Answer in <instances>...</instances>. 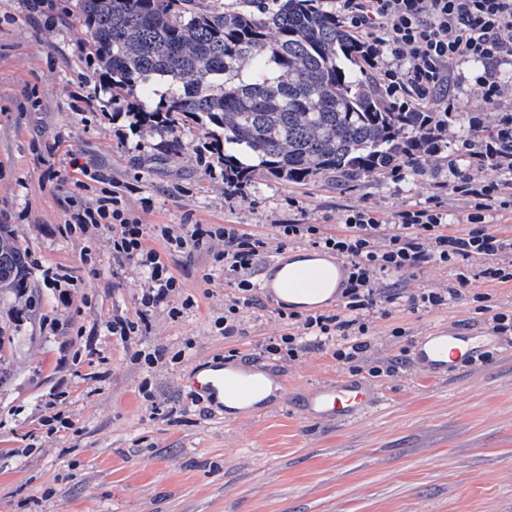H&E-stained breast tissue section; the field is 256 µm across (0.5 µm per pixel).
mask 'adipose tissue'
<instances>
[{
  "mask_svg": "<svg viewBox=\"0 0 512 512\" xmlns=\"http://www.w3.org/2000/svg\"><path fill=\"white\" fill-rule=\"evenodd\" d=\"M341 279L333 262L316 253H300L273 272L271 285L281 290L285 303L309 309L337 293Z\"/></svg>",
  "mask_w": 512,
  "mask_h": 512,
  "instance_id": "obj_1",
  "label": "adipose tissue"
}]
</instances>
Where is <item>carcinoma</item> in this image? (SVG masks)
<instances>
[{"mask_svg": "<svg viewBox=\"0 0 512 512\" xmlns=\"http://www.w3.org/2000/svg\"><path fill=\"white\" fill-rule=\"evenodd\" d=\"M89 32L84 57L112 113H126L156 157L182 155L202 131L229 190L260 177L351 184L406 167L424 177L457 152L431 112H395L365 75L326 0H32ZM30 253L0 223V298L36 304ZM14 337L0 325V384Z\"/></svg>", "mask_w": 512, "mask_h": 512, "instance_id": "obj_1", "label": "carcinoma"}]
</instances>
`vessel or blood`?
<instances>
[{
	"instance_id": "1",
	"label": "vessel or blood",
	"mask_w": 512,
	"mask_h": 512,
	"mask_svg": "<svg viewBox=\"0 0 512 512\" xmlns=\"http://www.w3.org/2000/svg\"><path fill=\"white\" fill-rule=\"evenodd\" d=\"M438 334L432 333L421 337L415 344L412 360L422 373L431 376L452 374L461 367L480 358L488 347V336H469L459 334L455 340L458 344L453 352H446L438 346ZM256 386L249 375L219 377L208 380H195L194 391L199 392L210 401H217L219 396L240 398L250 395ZM379 402L378 395L363 383L341 377L325 383L308 398L303 414L306 418L317 421H338L357 418Z\"/></svg>"
}]
</instances>
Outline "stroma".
I'll list each match as a JSON object with an SVG mask.
<instances>
[{
	"mask_svg": "<svg viewBox=\"0 0 512 512\" xmlns=\"http://www.w3.org/2000/svg\"><path fill=\"white\" fill-rule=\"evenodd\" d=\"M84 26L54 24L28 0H0V222L14 225L35 262L41 302L32 309L0 300V320L17 326L9 375L0 384V512H512V338L454 376L428 378L411 365L417 338L440 329L491 330L473 301L512 309V285L484 282L479 261L459 297L428 312L392 308L370 314L374 358L397 360L394 376L360 381L381 404L346 422L307 420V394L347 366L310 349L296 361L258 347L282 333L280 304L261 295L246 337L224 338V269L204 251L172 253L182 295L195 305L181 320L153 313L136 343L164 345L184 357L148 370L132 364L103 328L134 315L146 275L112 262V239L63 235L80 174L72 160L98 169L146 224H237L269 232L274 224L339 229L354 206L374 205L384 219L438 195L462 208L434 176L395 183L366 179L344 188L323 178L304 185L260 178L231 199L201 161L200 131H185L187 151L156 159L150 141L125 116L101 114L82 50ZM56 179H47V171ZM64 265L74 282L47 286L46 269ZM212 274L204 285L203 274ZM405 335L396 339L393 327ZM103 362L92 361L89 348ZM232 355V367L267 369L286 388L272 406L240 415L196 402L187 378L196 366ZM151 394L142 396L141 383Z\"/></svg>",
	"mask_w": 512,
	"mask_h": 512,
	"instance_id": "obj_1",
	"label": "stroma"
}]
</instances>
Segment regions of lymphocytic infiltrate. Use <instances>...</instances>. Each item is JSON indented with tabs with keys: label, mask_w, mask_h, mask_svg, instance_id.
<instances>
[{
	"label": "lymphocytic infiltrate",
	"mask_w": 512,
	"mask_h": 512,
	"mask_svg": "<svg viewBox=\"0 0 512 512\" xmlns=\"http://www.w3.org/2000/svg\"><path fill=\"white\" fill-rule=\"evenodd\" d=\"M336 18L357 41L365 70L397 112H434L448 126L466 106L458 88L469 82L478 100L473 125L480 132L460 150L464 170L448 175L452 194L465 205L463 228L448 230V210L441 202L417 204L381 221L374 207L349 209L338 233L318 224H277L272 233L248 232L236 224H152L124 208L119 196H104L95 204L72 199L66 226L69 232L91 235L108 229L112 260L121 268L146 272L147 282L135 317L113 316L107 333L130 349L133 361L155 367L168 360L169 350L133 349L134 338L151 314L166 312L179 320L192 298L175 304L178 278L165 262L163 250H205L224 266L231 291L224 298V314L215 325L225 337L244 336L241 323L259 304L254 278L261 259L289 242H306L341 259V302L336 311L302 314L279 311L285 331L264 338V353L296 360L314 346L330 349L336 362L356 373L378 377L393 368L382 360L369 361L373 330L368 314L396 304L398 296L383 286L386 277L420 272L428 264L456 269L452 287L418 289L405 298L411 310L421 312L449 304L470 283L466 260L484 262L480 277L489 283L512 282V264L499 262L512 252V236H503L486 224L488 211L501 203L512 186V82L501 68L512 64V0H333ZM473 64L470 77L460 67ZM497 115L495 132L483 134L482 113ZM163 249L151 247V240Z\"/></svg>",
	"instance_id": "f902f5d3"
}]
</instances>
